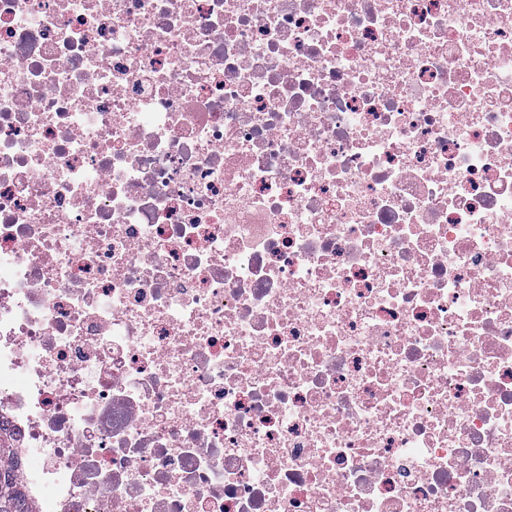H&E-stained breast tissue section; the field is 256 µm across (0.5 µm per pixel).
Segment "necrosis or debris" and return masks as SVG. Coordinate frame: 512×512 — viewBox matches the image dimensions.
Wrapping results in <instances>:
<instances>
[{"label": "necrosis or debris", "instance_id": "4bbe7bcc", "mask_svg": "<svg viewBox=\"0 0 512 512\" xmlns=\"http://www.w3.org/2000/svg\"><path fill=\"white\" fill-rule=\"evenodd\" d=\"M0 433L32 512H512V0H0Z\"/></svg>", "mask_w": 512, "mask_h": 512}]
</instances>
